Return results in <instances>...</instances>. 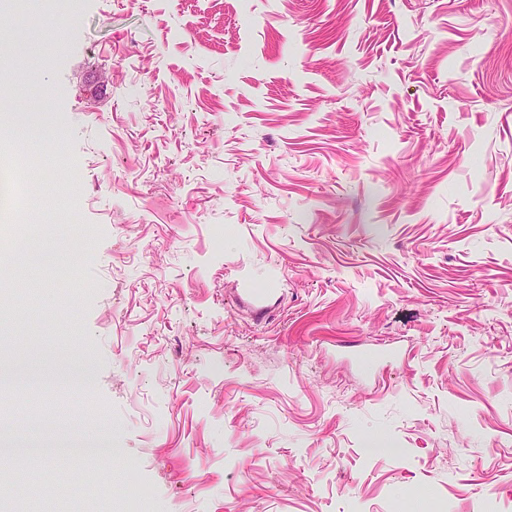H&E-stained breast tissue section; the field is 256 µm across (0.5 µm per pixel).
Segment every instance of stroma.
Returning a JSON list of instances; mask_svg holds the SVG:
<instances>
[{
  "mask_svg": "<svg viewBox=\"0 0 512 512\" xmlns=\"http://www.w3.org/2000/svg\"><path fill=\"white\" fill-rule=\"evenodd\" d=\"M1 31L0 153L44 166L0 238V448L99 451L0 464V512H512V0Z\"/></svg>",
  "mask_w": 512,
  "mask_h": 512,
  "instance_id": "35a3bbf8",
  "label": "stroma"
}]
</instances>
